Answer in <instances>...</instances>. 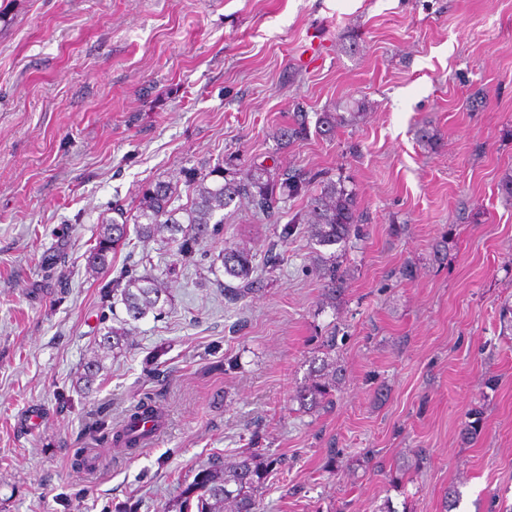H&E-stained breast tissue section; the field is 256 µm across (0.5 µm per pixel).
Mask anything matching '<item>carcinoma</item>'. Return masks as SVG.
Returning <instances> with one entry per match:
<instances>
[{
  "label": "carcinoma",
  "mask_w": 512,
  "mask_h": 512,
  "mask_svg": "<svg viewBox=\"0 0 512 512\" xmlns=\"http://www.w3.org/2000/svg\"><path fill=\"white\" fill-rule=\"evenodd\" d=\"M346 122L338 112H322L315 123L316 131L333 136L336 129ZM308 114L300 105L294 109L292 122L278 129L276 138L284 147L292 146L307 138ZM189 187L192 197L187 206H173L175 189L168 183L158 182L141 191V198L134 218L123 211L105 221L103 231L96 239L92 260L96 265L107 262L109 254L127 239V224L134 221L135 232L142 238L160 236L176 246L177 253L186 257L193 245L211 236V224L224 223L216 215L243 200L253 209L269 218L279 214V203L303 195L307 197L306 210L295 213L290 224L284 227L282 237L292 232V225H307V233L317 245L330 247L344 243L351 232L363 221L354 194L345 180L331 177H308L301 172L284 170L270 173L266 168L252 164L247 169L229 173L217 171V178L191 174ZM224 274L238 281L226 286V295L235 300L251 290L254 266L252 255L238 248H226L222 254ZM315 272L323 291L329 297L343 288V274L336 264V256L317 257ZM165 288L149 276L131 277L121 290L122 302L133 321L144 318L156 310ZM128 341L127 333L110 330L100 344L107 349H119ZM326 367L316 370L312 383L296 391L295 399L305 409L319 408L330 402L329 396L336 387V375H327ZM157 419L151 406L141 403L130 412L121 428L113 433L115 443L128 449L139 447L143 436L150 430L143 424ZM270 465H262L255 456L214 465L198 472L181 502L179 512H262L258 487L268 474Z\"/></svg>",
  "instance_id": "carcinoma-1"
}]
</instances>
